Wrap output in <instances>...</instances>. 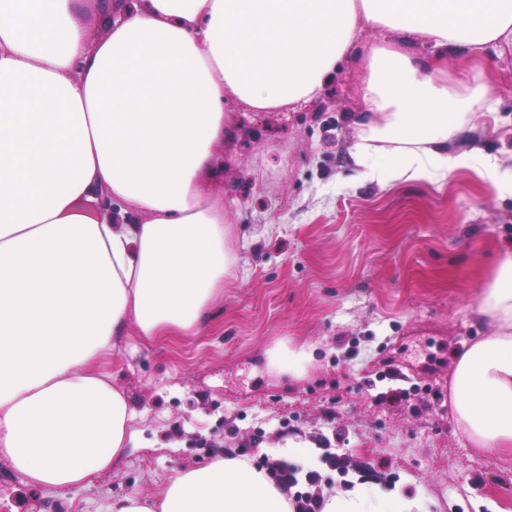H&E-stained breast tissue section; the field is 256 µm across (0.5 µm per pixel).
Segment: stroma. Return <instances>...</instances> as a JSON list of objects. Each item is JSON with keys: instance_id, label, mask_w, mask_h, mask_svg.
<instances>
[{"instance_id": "stroma-1", "label": "stroma", "mask_w": 512, "mask_h": 512, "mask_svg": "<svg viewBox=\"0 0 512 512\" xmlns=\"http://www.w3.org/2000/svg\"><path fill=\"white\" fill-rule=\"evenodd\" d=\"M448 82L490 85L497 112L474 113L452 149L512 162V43L487 48ZM364 59L350 57L321 99L255 112L235 100L220 188L237 263L197 333L153 341L128 334L112 382L136 417L134 444L112 470L64 491L26 485L0 461V512H112L158 497L177 472L247 449L310 442L352 459L322 489L355 478L425 493L430 512H512V449L476 447L455 420L456 364L491 335L477 311L501 250H512V193L471 169L445 181L382 186L353 176L351 122ZM312 349L301 375L269 353ZM399 365L386 373L385 359ZM404 388L426 406L379 401ZM442 391L434 400V391Z\"/></svg>"}]
</instances>
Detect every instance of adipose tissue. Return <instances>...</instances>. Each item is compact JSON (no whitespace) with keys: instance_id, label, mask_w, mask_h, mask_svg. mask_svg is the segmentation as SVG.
<instances>
[{"instance_id":"ef3b65f1","label":"adipose tissue","mask_w":512,"mask_h":512,"mask_svg":"<svg viewBox=\"0 0 512 512\" xmlns=\"http://www.w3.org/2000/svg\"><path fill=\"white\" fill-rule=\"evenodd\" d=\"M0 0V459L28 486L65 489L112 470L135 413L104 366L136 330L196 332L235 264L216 187L233 97L256 112L321 97L364 53L350 155L358 177L444 180L495 156L452 154L488 91L450 92L439 59L512 42V0ZM372 28L390 33L362 47ZM433 50L422 60L409 45ZM112 210L97 212L100 196ZM491 336L457 363L453 406L482 448L512 447V251L479 295ZM112 512H291L265 470L227 457L178 473L158 499ZM323 512H428L424 496L357 481Z\"/></svg>"}]
</instances>
